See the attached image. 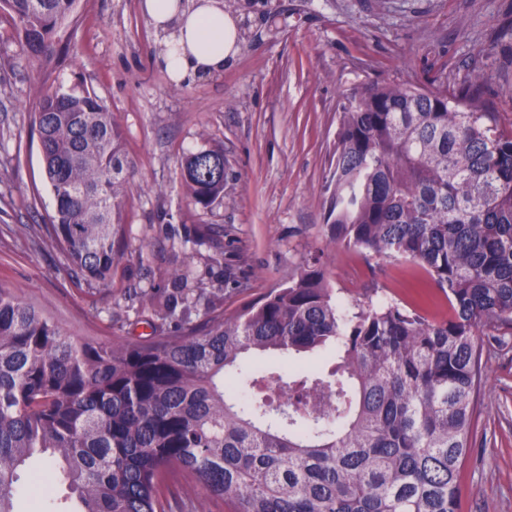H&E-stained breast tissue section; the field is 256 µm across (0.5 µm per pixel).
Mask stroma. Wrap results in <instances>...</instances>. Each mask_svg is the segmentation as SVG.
<instances>
[{"instance_id": "stroma-1", "label": "stroma", "mask_w": 512, "mask_h": 512, "mask_svg": "<svg viewBox=\"0 0 512 512\" xmlns=\"http://www.w3.org/2000/svg\"><path fill=\"white\" fill-rule=\"evenodd\" d=\"M268 24L224 0L241 23L224 71L175 82L143 0H78L50 64L29 59L0 11V286L75 339L122 337L175 323L159 311L171 275L191 266L225 317L320 257L342 298L378 295L436 316L443 293L404 259L330 244L325 185L336 163L340 105L355 86L423 87L485 76L501 128H512V0H279ZM83 81L112 114L129 161L120 258L89 286L46 234L54 212L32 113L49 85ZM224 153V198L194 204L185 156ZM462 469L460 512H512V343L493 348ZM169 512H224L194 481L173 487Z\"/></svg>"}]
</instances>
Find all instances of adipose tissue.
Masks as SVG:
<instances>
[{"mask_svg": "<svg viewBox=\"0 0 512 512\" xmlns=\"http://www.w3.org/2000/svg\"><path fill=\"white\" fill-rule=\"evenodd\" d=\"M143 8L166 37L158 63L174 80L219 73L235 60L238 20L225 13L223 0H184L179 10L144 0Z\"/></svg>", "mask_w": 512, "mask_h": 512, "instance_id": "obj_1", "label": "adipose tissue"}]
</instances>
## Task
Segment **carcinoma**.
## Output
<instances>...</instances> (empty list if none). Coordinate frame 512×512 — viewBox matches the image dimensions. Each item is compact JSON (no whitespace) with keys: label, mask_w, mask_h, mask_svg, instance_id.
<instances>
[{"label":"carcinoma","mask_w":512,"mask_h":512,"mask_svg":"<svg viewBox=\"0 0 512 512\" xmlns=\"http://www.w3.org/2000/svg\"><path fill=\"white\" fill-rule=\"evenodd\" d=\"M77 0H0L26 56L57 54ZM55 201L49 233L91 285L118 256L128 162L121 135L81 82L47 88L34 110ZM224 153L183 163L192 201L224 198ZM330 241L417 263L448 299L428 318L392 299L342 302L315 261L232 318L193 320L194 273L175 271L174 334L77 341L0 287V512L19 474L52 512H166L192 479L226 512H460L485 339L512 336V130L482 100L481 76L448 89L367 83L344 97L328 182ZM253 352L245 398L224 375Z\"/></svg>","instance_id":"1"}]
</instances>
